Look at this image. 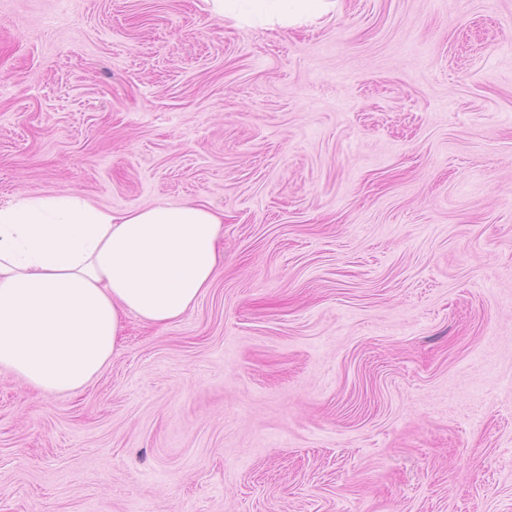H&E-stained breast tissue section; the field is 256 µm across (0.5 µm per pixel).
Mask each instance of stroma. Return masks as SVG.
<instances>
[{
  "instance_id": "obj_1",
  "label": "stroma",
  "mask_w": 512,
  "mask_h": 512,
  "mask_svg": "<svg viewBox=\"0 0 512 512\" xmlns=\"http://www.w3.org/2000/svg\"><path fill=\"white\" fill-rule=\"evenodd\" d=\"M224 213L76 394L0 367V512H512V0H0V206ZM257 14L267 24L294 26L315 22L335 7L329 0H251Z\"/></svg>"
}]
</instances>
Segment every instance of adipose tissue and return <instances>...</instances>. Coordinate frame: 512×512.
Wrapping results in <instances>:
<instances>
[{"instance_id":"ef3b65f1","label":"adipose tissue","mask_w":512,"mask_h":512,"mask_svg":"<svg viewBox=\"0 0 512 512\" xmlns=\"http://www.w3.org/2000/svg\"><path fill=\"white\" fill-rule=\"evenodd\" d=\"M268 24L320 19L332 0H254ZM224 215L202 205L115 212L76 194L0 207V366L45 392L81 389L118 350L125 316L180 320L212 287Z\"/></svg>"}]
</instances>
